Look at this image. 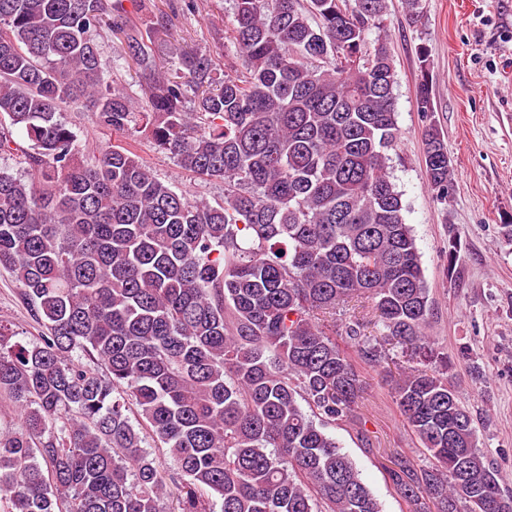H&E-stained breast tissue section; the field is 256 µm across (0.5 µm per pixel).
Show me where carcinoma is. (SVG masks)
I'll return each instance as SVG.
<instances>
[{"mask_svg":"<svg viewBox=\"0 0 512 512\" xmlns=\"http://www.w3.org/2000/svg\"><path fill=\"white\" fill-rule=\"evenodd\" d=\"M242 69L168 48L123 0H0V268L45 326L0 331V512H381L328 426L358 422L366 346L336 309L366 298L408 366L393 388L431 463L389 475L415 512H512L471 412L434 367L428 288L389 151L398 122L387 0H233ZM110 40L142 78L111 77ZM418 111H434L427 76ZM112 134L91 162L63 111ZM21 132L28 142L20 144ZM224 183L191 201L135 152ZM425 173L449 196L439 131ZM137 411L142 421L132 423ZM153 439L173 464L145 447ZM20 422L19 409L8 398L0 397V434L9 435L14 432Z\"/></svg>","mask_w":512,"mask_h":512,"instance_id":"1","label":"carcinoma"}]
</instances>
